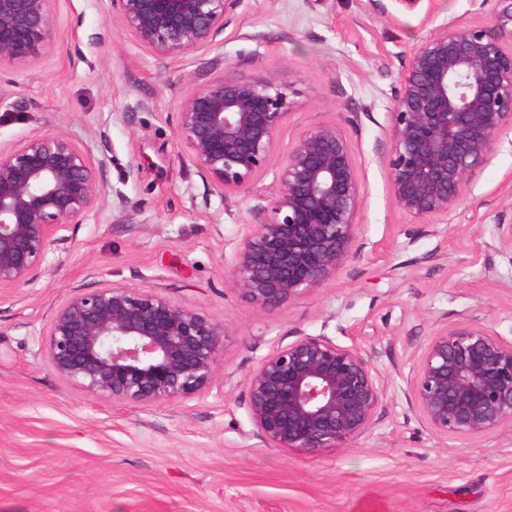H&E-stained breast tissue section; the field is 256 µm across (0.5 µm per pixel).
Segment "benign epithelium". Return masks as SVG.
Masks as SVG:
<instances>
[{
  "label": "benign epithelium",
  "instance_id": "7a95c632",
  "mask_svg": "<svg viewBox=\"0 0 512 512\" xmlns=\"http://www.w3.org/2000/svg\"><path fill=\"white\" fill-rule=\"evenodd\" d=\"M51 0H0V68L38 56L52 38ZM491 26L448 24L413 51L390 112L384 163L401 212L446 217L504 133L512 130V0H496ZM238 0H112L135 41L163 56L209 46ZM271 74L210 78L180 102L178 137L203 176L242 193L273 159L291 108ZM93 164L62 133L0 148V288L29 280L61 232L105 203ZM357 164L336 124L302 131L279 168V187L248 225L231 286L254 304L282 308L336 276L352 258L359 224ZM224 350V326L157 293L107 285L64 302L47 341L52 369L93 396L132 406L204 389ZM249 415L264 442L316 453L345 448L370 429L383 390L360 352L300 336L246 378ZM411 397L445 436L481 437L512 425V343L461 321L421 357Z\"/></svg>",
  "mask_w": 512,
  "mask_h": 512
}]
</instances>
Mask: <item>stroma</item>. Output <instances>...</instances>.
Returning <instances> with one entry per match:
<instances>
[{
    "instance_id": "35a3bbf8",
    "label": "stroma",
    "mask_w": 512,
    "mask_h": 512,
    "mask_svg": "<svg viewBox=\"0 0 512 512\" xmlns=\"http://www.w3.org/2000/svg\"><path fill=\"white\" fill-rule=\"evenodd\" d=\"M493 0H239L223 32L173 60L140 46L112 0H52L39 56L0 69V147L47 132L103 161L104 205L32 278L0 289V512H512V427L436 433L408 398L428 343L461 320L512 343V132L492 147L447 220L402 214L382 162L389 114L416 46L448 23L488 26ZM226 72L275 74L293 105L276 162L245 193H222L178 139L186 93ZM340 126L361 185L347 266L280 309L225 278L246 225L306 128ZM119 284L224 326L203 391L131 406L66 384L44 342L70 296ZM300 336L352 346L383 400L349 448H274L248 411L247 375Z\"/></svg>"
}]
</instances>
